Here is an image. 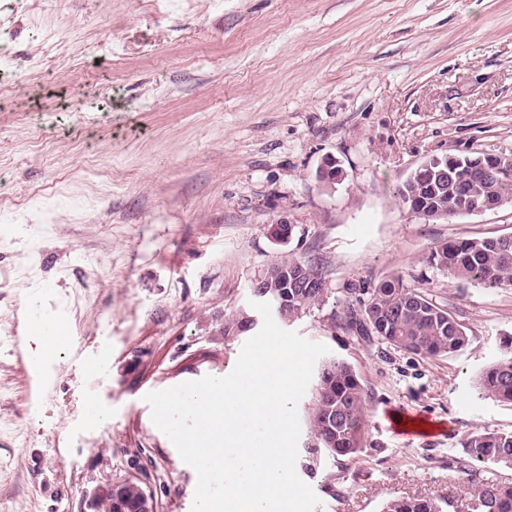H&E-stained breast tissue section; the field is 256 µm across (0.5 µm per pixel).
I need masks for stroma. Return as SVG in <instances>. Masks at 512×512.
<instances>
[{
    "mask_svg": "<svg viewBox=\"0 0 512 512\" xmlns=\"http://www.w3.org/2000/svg\"><path fill=\"white\" fill-rule=\"evenodd\" d=\"M223 2L0 0V512H91L110 480L192 512L196 473L144 396L230 373L247 337L224 321L286 256L327 282L292 330L367 393L358 457L300 434L315 512L454 493L463 438L512 432V404L476 387L512 335V288L429 262L448 240L512 236V207L428 223L396 195L429 157L512 153V0ZM329 155L346 173L331 187L315 177ZM283 218L285 243L267 233ZM392 275L470 346L424 358L349 330L348 306ZM32 302L65 328L35 396L12 352ZM407 412L424 425L410 440L390 426Z\"/></svg>",
    "mask_w": 512,
    "mask_h": 512,
    "instance_id": "stroma-1",
    "label": "stroma"
}]
</instances>
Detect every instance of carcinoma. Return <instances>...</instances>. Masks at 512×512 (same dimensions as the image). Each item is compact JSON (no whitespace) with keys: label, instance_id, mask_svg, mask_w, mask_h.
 Instances as JSON below:
<instances>
[{"label":"carcinoma","instance_id":"cac0c4a2","mask_svg":"<svg viewBox=\"0 0 512 512\" xmlns=\"http://www.w3.org/2000/svg\"><path fill=\"white\" fill-rule=\"evenodd\" d=\"M489 168L506 172L491 193H484L482 169L466 160L432 159L428 167L448 170V182L431 190L419 166L396 189L404 204H412L434 220L452 219L469 212L461 196L469 195L482 204L512 197V156L482 159ZM430 263L457 280L474 282L485 288H512V237H486L451 240L431 252ZM285 302L288 319H297L322 302L326 289L317 285L305 288L290 282L278 288ZM360 310L348 308V328L377 337L400 350L425 358L453 356L471 342L467 328L447 309L433 302L421 288L411 287L399 277L383 280L367 291ZM250 331L240 313L224 321V336H239ZM482 397L512 404V337L502 341L498 355L478 375ZM366 395L355 371L342 359H329L317 371L312 405L308 410L310 432L315 449L336 458H354L363 452L368 430ZM468 462L488 466L480 477L478 493L460 491L451 496L425 494L389 499L381 512H512V482L500 475L512 470V432L479 431L461 442ZM99 503L107 509L143 512L148 507L144 489L128 482Z\"/></svg>","mask_w":512,"mask_h":512}]
</instances>
